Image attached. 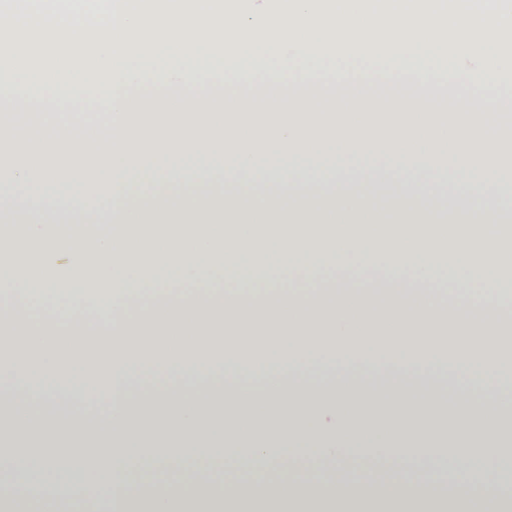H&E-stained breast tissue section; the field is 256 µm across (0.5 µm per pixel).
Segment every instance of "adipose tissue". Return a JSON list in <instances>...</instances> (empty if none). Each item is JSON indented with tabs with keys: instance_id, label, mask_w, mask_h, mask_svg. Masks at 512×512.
Wrapping results in <instances>:
<instances>
[{
	"instance_id": "adipose-tissue-1",
	"label": "adipose tissue",
	"mask_w": 512,
	"mask_h": 512,
	"mask_svg": "<svg viewBox=\"0 0 512 512\" xmlns=\"http://www.w3.org/2000/svg\"><path fill=\"white\" fill-rule=\"evenodd\" d=\"M297 147L237 148L241 176L190 174L152 157L144 183L127 159L18 164L0 190V333L24 351L0 358V391H55L104 361L95 387L112 404L107 428L34 419L0 404V512H73L88 479L118 482L123 512H512L494 464L512 422L461 406L348 381L326 387L174 398L138 390L143 375L202 382L216 364L256 372L297 360L447 373L460 393L480 380L512 385V160L501 151L388 148V164L331 181L295 166ZM278 163L265 164L267 155ZM100 178L103 206L75 215L41 191ZM339 270L340 285L312 284ZM221 290L208 286L213 276ZM416 459L484 477L466 496L406 489L333 495L253 481L231 492L204 469L169 492L123 481L182 456L287 463L352 450Z\"/></svg>"
}]
</instances>
